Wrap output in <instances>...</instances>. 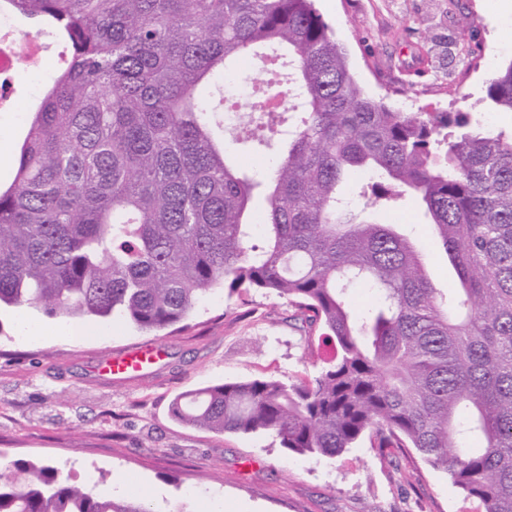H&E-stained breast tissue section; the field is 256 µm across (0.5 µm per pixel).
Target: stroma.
I'll return each instance as SVG.
<instances>
[{"label":"stroma","instance_id":"stroma-1","mask_svg":"<svg viewBox=\"0 0 512 512\" xmlns=\"http://www.w3.org/2000/svg\"><path fill=\"white\" fill-rule=\"evenodd\" d=\"M371 96L401 112H465L472 125L511 129L512 112L492 110L490 79L512 63V0H315ZM468 28H461V19ZM67 59L51 40L38 78L18 71L9 111L0 112V186H9L35 106ZM226 147L240 170L268 168L282 142L249 136L239 102ZM423 246L433 285L454 273L431 224L411 199L379 212ZM287 299L262 290L204 298L186 330L155 333L122 317L72 319L43 308L0 309V461L37 458L72 483L113 498H143L153 512H482V505L411 449L359 440L337 456L291 453L266 432L216 433L174 418L172 404L208 385L314 376L312 347ZM80 336L68 339L64 330ZM161 344L147 372L104 376L98 361L146 343ZM123 475L132 486L113 489Z\"/></svg>","mask_w":512,"mask_h":512}]
</instances>
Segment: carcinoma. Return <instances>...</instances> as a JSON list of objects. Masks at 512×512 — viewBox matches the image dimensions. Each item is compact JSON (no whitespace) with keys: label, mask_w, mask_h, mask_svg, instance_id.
Listing matches in <instances>:
<instances>
[{"label":"carcinoma","mask_w":512,"mask_h":512,"mask_svg":"<svg viewBox=\"0 0 512 512\" xmlns=\"http://www.w3.org/2000/svg\"><path fill=\"white\" fill-rule=\"evenodd\" d=\"M0 11L52 27L69 49L0 188V307L178 331L215 290L275 292L304 332L321 330L331 354L317 375L210 385L178 397L176 419L266 431L300 454L334 456L365 436L411 448L484 512H512V130L368 96L314 0H0ZM250 55L272 75L262 91L288 101L269 112L255 97L259 125L292 121L259 179L226 157L200 92ZM487 99L512 112V63ZM360 171L382 178L365 207L409 195L425 209L457 277L448 297L401 225L342 206ZM353 286L376 297L362 316L346 301ZM0 512L153 510L15 460L0 466Z\"/></svg>","instance_id":"1"}]
</instances>
